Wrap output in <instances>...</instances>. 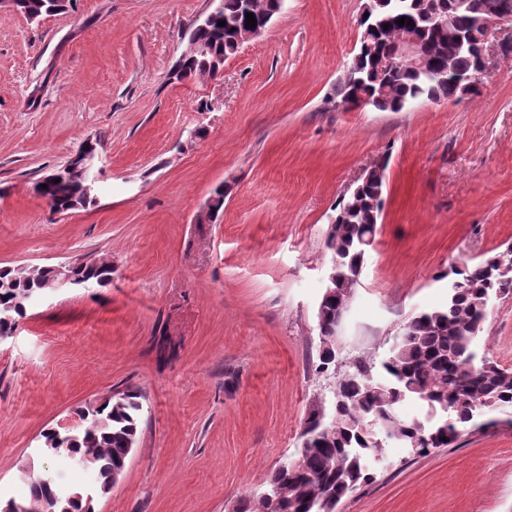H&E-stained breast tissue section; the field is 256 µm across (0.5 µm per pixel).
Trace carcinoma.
<instances>
[{
	"instance_id": "cac0c4a2",
	"label": "carcinoma",
	"mask_w": 512,
	"mask_h": 512,
	"mask_svg": "<svg viewBox=\"0 0 512 512\" xmlns=\"http://www.w3.org/2000/svg\"><path fill=\"white\" fill-rule=\"evenodd\" d=\"M284 0H219L220 7L196 21L185 33L189 50L176 66V77L194 80L215 77L224 61L236 55L239 35L247 28L246 13L260 22L273 18ZM73 0H16L15 12L42 20L62 13ZM359 20L358 52L349 64L348 76L339 89L341 102L357 107L359 95L379 111L399 112L418 99L461 100L478 93L473 77L479 72L477 47H460L458 38L476 39L494 12L512 16V0H365ZM448 14L450 24L440 26L434 14ZM407 23L400 26L399 18ZM226 21L220 26L218 22ZM389 28H384V25ZM415 35L427 57L423 68L407 63L379 68V61L396 54L398 43ZM454 83L442 80L448 72ZM59 182L45 175L38 183L51 210L63 213L93 202L85 195L87 173L79 164L59 167ZM385 170L371 169L357 190L336 206L341 224L327 246L336 257L338 294L321 300L318 322L322 352L317 369L324 372L336 359L337 321L359 281L366 251L362 241L376 234L382 212ZM79 279L100 287L112 282V264L76 263ZM50 267L0 269V330L17 329L29 302L47 290L54 280ZM448 279V304L422 311L406 323L407 335L381 362V374L373 373L367 360L355 361L338 379L332 410L316 402L309 408L300 435L297 456L280 465L265 493L242 499L238 512H324L322 504H337L372 479L380 441L393 438L417 454L451 445L467 430L493 427L478 418L488 411H512V370L474 350L488 316L492 298L512 295V247L472 266L455 265L442 274ZM141 393L127 389L110 395L81 417L83 425L43 435L40 456L66 454L93 471L96 492L105 494L113 478L124 473L136 443L141 421ZM419 401L426 409L422 418L405 420L398 410L406 401ZM27 494L0 502L19 505L17 512H78L80 491L56 482L30 458L24 464Z\"/></svg>"
}]
</instances>
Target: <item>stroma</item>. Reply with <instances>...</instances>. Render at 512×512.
<instances>
[{
  "label": "stroma",
  "instance_id": "1",
  "mask_svg": "<svg viewBox=\"0 0 512 512\" xmlns=\"http://www.w3.org/2000/svg\"><path fill=\"white\" fill-rule=\"evenodd\" d=\"M363 2L284 0L194 81L172 71L212 0H75L37 23L0 11V268L113 269L107 286L38 297L0 342L1 499L24 494L43 433L133 387L139 440L95 512H234L349 365L380 362L412 316L447 304L441 272L512 246V49L490 39L478 95L349 109L337 89ZM87 139L95 202L53 212L33 184ZM377 163L376 243L321 373L330 223ZM490 308L478 352L512 369V297ZM383 456L336 512H512V426Z\"/></svg>",
  "mask_w": 512,
  "mask_h": 512
}]
</instances>
